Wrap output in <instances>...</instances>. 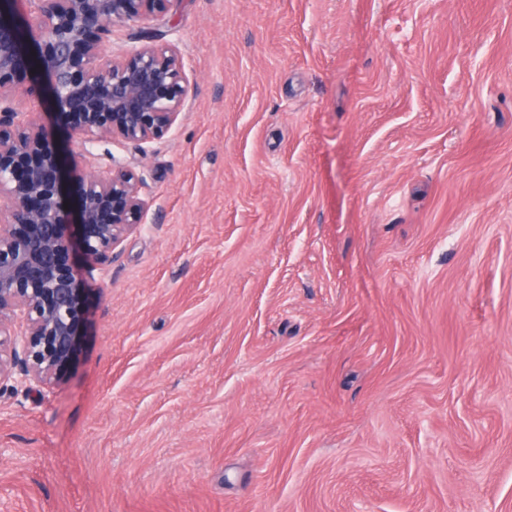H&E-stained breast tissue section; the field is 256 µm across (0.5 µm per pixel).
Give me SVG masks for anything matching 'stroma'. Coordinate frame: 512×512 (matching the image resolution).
<instances>
[{
  "label": "stroma",
  "mask_w": 512,
  "mask_h": 512,
  "mask_svg": "<svg viewBox=\"0 0 512 512\" xmlns=\"http://www.w3.org/2000/svg\"><path fill=\"white\" fill-rule=\"evenodd\" d=\"M143 224L7 512H512V0H171Z\"/></svg>",
  "instance_id": "stroma-1"
}]
</instances>
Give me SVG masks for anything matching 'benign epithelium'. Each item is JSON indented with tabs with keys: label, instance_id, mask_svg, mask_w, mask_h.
I'll use <instances>...</instances> for the list:
<instances>
[{
	"label": "benign epithelium",
	"instance_id": "benign-epithelium-1",
	"mask_svg": "<svg viewBox=\"0 0 512 512\" xmlns=\"http://www.w3.org/2000/svg\"><path fill=\"white\" fill-rule=\"evenodd\" d=\"M171 0H0V386L42 395L59 386L88 318L78 251L103 271L142 223L146 169L118 163L110 146L142 155L177 123L187 96L176 47L131 46L112 54V29L143 23ZM35 74L10 105L14 77ZM68 122L89 157L71 171L65 141L41 102Z\"/></svg>",
	"mask_w": 512,
	"mask_h": 512
}]
</instances>
